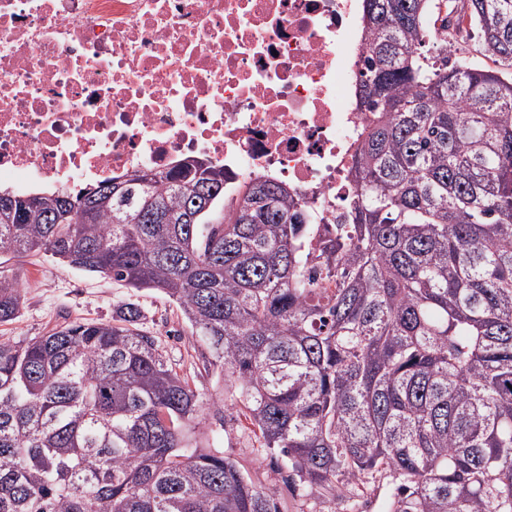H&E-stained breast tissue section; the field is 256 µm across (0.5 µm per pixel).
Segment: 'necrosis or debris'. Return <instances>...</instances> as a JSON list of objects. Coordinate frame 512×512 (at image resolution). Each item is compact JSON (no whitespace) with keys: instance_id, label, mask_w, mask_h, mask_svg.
I'll return each instance as SVG.
<instances>
[{"instance_id":"1","label":"necrosis or debris","mask_w":512,"mask_h":512,"mask_svg":"<svg viewBox=\"0 0 512 512\" xmlns=\"http://www.w3.org/2000/svg\"><path fill=\"white\" fill-rule=\"evenodd\" d=\"M361 0H0V182L26 192L199 156L338 221L365 122Z\"/></svg>"}]
</instances>
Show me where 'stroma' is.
Returning <instances> with one entry per match:
<instances>
[{
  "label": "stroma",
  "mask_w": 512,
  "mask_h": 512,
  "mask_svg": "<svg viewBox=\"0 0 512 512\" xmlns=\"http://www.w3.org/2000/svg\"><path fill=\"white\" fill-rule=\"evenodd\" d=\"M0 270L15 278L25 294L19 317L0 324V341H27L74 321H108L119 303L135 302L145 315L143 330L156 337L168 364L204 399L220 402L230 397L222 376L208 364L207 349L192 336L177 305L162 292L125 288L111 278L61 265L46 256L21 261L2 253ZM196 439L235 460L255 484L276 489L281 512L390 510L396 480L389 471L373 472L332 495L289 479L281 458L260 448L245 420L226 422L223 430L200 433Z\"/></svg>",
  "instance_id": "obj_1"
}]
</instances>
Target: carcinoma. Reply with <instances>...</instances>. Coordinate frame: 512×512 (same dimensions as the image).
Wrapping results in <instances>:
<instances>
[{"label":"carcinoma","instance_id":"obj_1","mask_svg":"<svg viewBox=\"0 0 512 512\" xmlns=\"http://www.w3.org/2000/svg\"><path fill=\"white\" fill-rule=\"evenodd\" d=\"M366 124L335 224L224 167L0 190V252L178 305L229 403L204 405L134 302L0 342V512H279L190 434L244 417L311 487L379 469L394 512H512V0H462L499 70L448 65L436 0H363ZM23 303L0 272V324Z\"/></svg>","mask_w":512,"mask_h":512}]
</instances>
